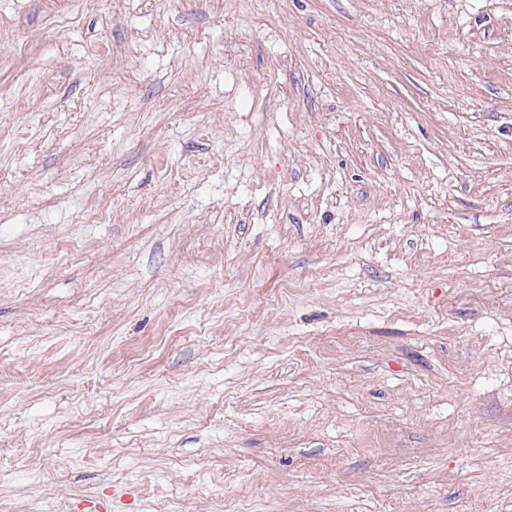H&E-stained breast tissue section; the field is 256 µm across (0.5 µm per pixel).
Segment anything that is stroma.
<instances>
[{
    "instance_id": "stroma-1",
    "label": "stroma",
    "mask_w": 512,
    "mask_h": 512,
    "mask_svg": "<svg viewBox=\"0 0 512 512\" xmlns=\"http://www.w3.org/2000/svg\"><path fill=\"white\" fill-rule=\"evenodd\" d=\"M90 503L512 512V0H0V512Z\"/></svg>"
}]
</instances>
